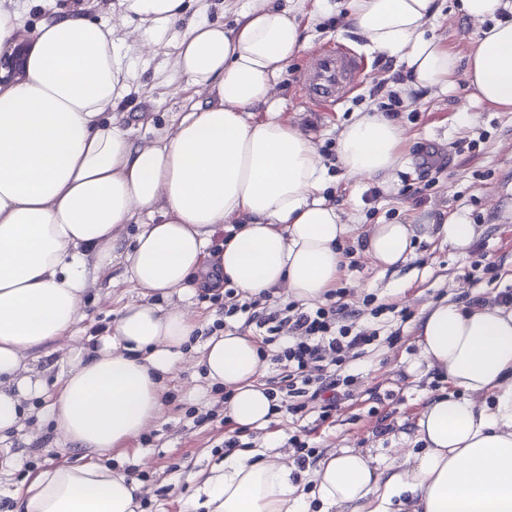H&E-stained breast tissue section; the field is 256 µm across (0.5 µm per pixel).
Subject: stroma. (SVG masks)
I'll return each instance as SVG.
<instances>
[{"label": "stroma", "mask_w": 512, "mask_h": 512, "mask_svg": "<svg viewBox=\"0 0 512 512\" xmlns=\"http://www.w3.org/2000/svg\"><path fill=\"white\" fill-rule=\"evenodd\" d=\"M310 45L315 50L345 47L366 65L358 90L327 107L302 97L308 54L298 56L275 87L283 119L315 142L326 168V196L354 224H440L461 218L475 224L476 236L463 252L439 238L416 242L405 263L388 269L359 249L358 238L345 239L354 262L343 265L337 285L346 289L347 302L360 312L357 326L379 330L382 339L346 366V373L356 377L355 394L329 419H322V403L316 400L302 418L282 410L266 427L237 433L224 414L226 390L206 380L197 364L198 341L182 348L165 381L162 417L122 455L102 458L121 470L136 465L143 471L142 512H185V501L199 497L194 466L220 464L222 443L232 434L255 448L276 440L291 465L297 457L288 443L293 436L307 442L319 458L339 448L367 449L376 456L401 447L427 397L451 390L437 373L411 369L419 360L416 332L424 308L442 300L465 305L492 301L512 290V112L470 101L460 78L448 92H421L405 100L396 90L400 65L366 52L362 39L346 32L332 12L314 27ZM138 73L146 88L125 100L121 121L134 141L145 142L173 131L195 97L177 72L173 54L166 51L139 58ZM385 104L404 131L402 148L408 158L396 171L395 189L389 193L374 183L347 178L334 162L338 135L354 112ZM462 111L473 116L464 126L457 120ZM415 186L420 189L416 195L411 192ZM139 297V289L124 281L120 269L103 276L86 297L85 318L39 362L48 387L63 376L71 348L104 334L115 311ZM176 304L200 321V339L216 333L224 321L223 294L199 290L161 302L165 308ZM380 304L383 314L372 315V307ZM28 405L17 435L0 445V512L11 508L12 496L27 475L81 460L80 452L43 418L44 401L32 399ZM206 412L211 420L194 425V418Z\"/></svg>", "instance_id": "obj_1"}]
</instances>
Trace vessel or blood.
<instances>
[{"mask_svg": "<svg viewBox=\"0 0 512 512\" xmlns=\"http://www.w3.org/2000/svg\"><path fill=\"white\" fill-rule=\"evenodd\" d=\"M363 70L361 59L345 50L331 48L315 52L303 78L304 95L312 103L336 102L341 94L359 85Z\"/></svg>", "mask_w": 512, "mask_h": 512, "instance_id": "b4317fda", "label": "vessel or blood"}]
</instances>
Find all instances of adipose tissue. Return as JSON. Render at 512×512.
Here are the masks:
<instances>
[{
	"label": "adipose tissue",
	"instance_id": "adipose-tissue-1",
	"mask_svg": "<svg viewBox=\"0 0 512 512\" xmlns=\"http://www.w3.org/2000/svg\"><path fill=\"white\" fill-rule=\"evenodd\" d=\"M119 4L140 46L171 50L206 100L148 144L103 122L141 87L124 43L79 4L41 21L24 78L0 84V438L19 428L25 400L47 395L57 433L88 456L39 471L14 493L13 512H138V481L92 457L123 452L159 418L163 376L199 328L156 296L220 292L229 281L253 295L283 288L307 305L335 288L351 227L323 195L314 142L282 119L273 93L308 45V20L342 11L367 52L404 65L402 96L448 90L460 76L471 100L512 111V0H458L456 13L483 26L463 60L438 33L437 0H245L229 29L188 17L190 0ZM403 140L392 118L359 112L338 136L336 161L349 178L386 185L406 163ZM130 224L139 230L129 240ZM228 224L235 233L211 250ZM475 235L461 219L375 224L363 251L388 268L416 240L465 249ZM116 265L141 300L124 304L95 344L71 349L48 394L39 360ZM417 345L454 391L428 399L413 447L379 459L330 452L302 481L270 449H237L204 478L205 512H512V303L428 306ZM200 363L229 391L233 423L270 422L275 399L256 382L253 339L210 336Z\"/></svg>",
	"mask_w": 512,
	"mask_h": 512
}]
</instances>
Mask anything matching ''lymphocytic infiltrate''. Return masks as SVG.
Returning <instances> with one entry per match:
<instances>
[{"mask_svg": "<svg viewBox=\"0 0 512 512\" xmlns=\"http://www.w3.org/2000/svg\"><path fill=\"white\" fill-rule=\"evenodd\" d=\"M233 289H226L230 312L245 315L246 325L262 330L268 338L288 337L277 359L287 362L290 371L279 387L289 413L303 411L308 400H322L325 411H335L353 395V376L338 371L349 359L362 354L377 338L376 331L354 329L355 310L345 303L343 290H334L329 306L315 308L296 303L278 308L269 306V293L233 299Z\"/></svg>", "mask_w": 512, "mask_h": 512, "instance_id": "lymphocytic-infiltrate-1", "label": "lymphocytic infiltrate"}]
</instances>
